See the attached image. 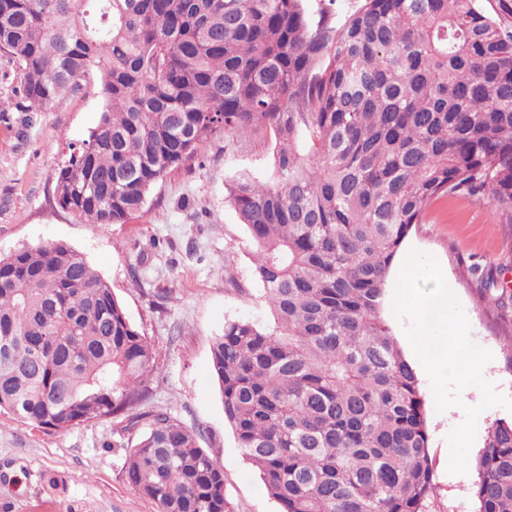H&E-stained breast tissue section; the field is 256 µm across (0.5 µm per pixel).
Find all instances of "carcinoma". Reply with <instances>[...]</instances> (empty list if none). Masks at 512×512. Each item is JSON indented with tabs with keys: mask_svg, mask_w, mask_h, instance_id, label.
Listing matches in <instances>:
<instances>
[{
	"mask_svg": "<svg viewBox=\"0 0 512 512\" xmlns=\"http://www.w3.org/2000/svg\"><path fill=\"white\" fill-rule=\"evenodd\" d=\"M0 51L43 107L98 68L97 127L57 176L86 224H122L214 132L276 146L266 180L225 176L272 320L211 344L224 423L282 512H427L416 370L383 318L390 268L439 198L512 224V28L482 0H0ZM481 295L507 317L503 296ZM150 347L63 241L0 256V411L67 431L134 406ZM125 459L158 512H228L224 473L167 412ZM477 512H512V421L487 428Z\"/></svg>",
	"mask_w": 512,
	"mask_h": 512,
	"instance_id": "carcinoma-1",
	"label": "carcinoma"
}]
</instances>
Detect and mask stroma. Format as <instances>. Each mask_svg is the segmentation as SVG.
Here are the masks:
<instances>
[{
	"label": "stroma",
	"instance_id": "1",
	"mask_svg": "<svg viewBox=\"0 0 512 512\" xmlns=\"http://www.w3.org/2000/svg\"><path fill=\"white\" fill-rule=\"evenodd\" d=\"M23 82L19 64L0 51V256L53 241L80 252L152 347L154 373L138 411L168 412L197 430L200 448L224 470L230 512H280L224 423L210 359L211 339L227 320L267 316L252 277L254 250L224 199V178L236 167L266 175L273 133L244 150L214 134L150 189L126 223L84 224L59 206L55 185L71 148L99 122L98 73L37 112L25 109ZM405 246L433 255L452 279L473 339L493 354L485 377L512 397V324L478 302L480 282L471 273L493 270L512 290V230L487 199L448 197L431 204ZM420 387L435 484L429 512H476L475 470L456 482L448 472L446 436L464 413H437L428 377ZM129 418L125 412L58 432L1 411L0 512H157L126 476Z\"/></svg>",
	"mask_w": 512,
	"mask_h": 512
}]
</instances>
